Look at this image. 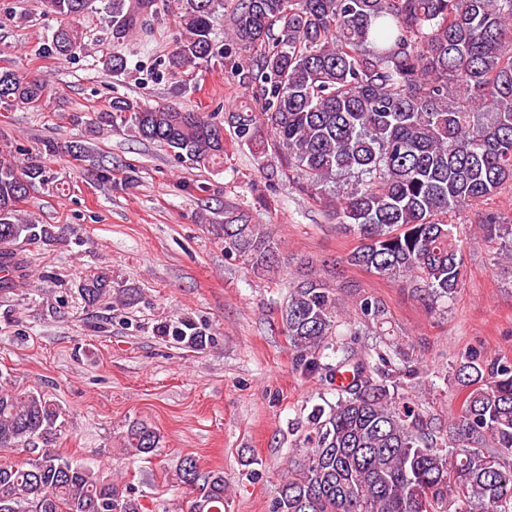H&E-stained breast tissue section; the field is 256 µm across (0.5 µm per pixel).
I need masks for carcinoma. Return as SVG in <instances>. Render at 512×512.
Segmentation results:
<instances>
[{"label": "carcinoma", "instance_id": "obj_1", "mask_svg": "<svg viewBox=\"0 0 512 512\" xmlns=\"http://www.w3.org/2000/svg\"><path fill=\"white\" fill-rule=\"evenodd\" d=\"M96 0H40L41 9L69 21L56 29L50 52L71 58L85 50L74 22ZM182 33L168 55L172 72L209 61L212 20L224 0H178ZM119 40L152 33L156 0H107L103 7ZM235 45L259 56L261 111L214 112L112 99L95 123L123 126L171 149L184 162H224V125L236 140L267 155L261 128L273 136L274 156L311 196L332 207L336 227L357 237L349 255L381 279L400 281L434 306L454 298L465 275L463 254L448 216L512 186V0H239L230 19ZM104 65L121 75L126 59L112 49ZM48 81L0 70V107L34 108ZM60 153L45 141L19 165L0 148V270L20 272L9 246L59 240L49 225L22 222L17 203L36 186L53 183L46 159ZM484 233L512 260V224L488 209ZM224 253L258 276L277 271L278 244L259 224L224 214ZM103 272L78 292L90 305L110 295ZM364 322L384 324L379 300L356 304ZM341 308L333 289L312 273L296 280L281 321L297 366L336 391V402L313 408L314 434L303 460L288 470L271 512H512V364L465 352L453 362L461 395L443 425L402 393L384 370L403 349L336 346L321 362ZM177 343L203 348L214 337L183 321L161 327ZM62 408L49 395L0 383V448L27 453L0 464V512H139L131 495L97 479L54 448ZM148 424L135 422L123 454L159 448ZM198 491L193 512H224V471L198 468L187 457L176 473Z\"/></svg>", "mask_w": 512, "mask_h": 512}]
</instances>
